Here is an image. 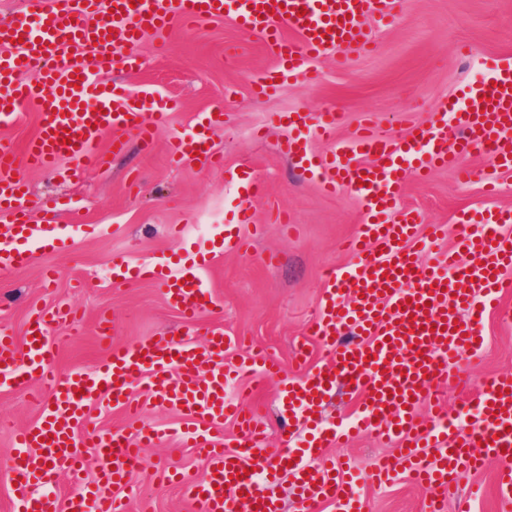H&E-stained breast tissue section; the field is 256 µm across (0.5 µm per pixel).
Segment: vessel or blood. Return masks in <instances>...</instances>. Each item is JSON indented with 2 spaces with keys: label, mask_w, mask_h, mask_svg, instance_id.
<instances>
[{
  "label": "vessel or blood",
  "mask_w": 512,
  "mask_h": 512,
  "mask_svg": "<svg viewBox=\"0 0 512 512\" xmlns=\"http://www.w3.org/2000/svg\"><path fill=\"white\" fill-rule=\"evenodd\" d=\"M403 0H25L28 21L0 27V43L11 47L0 56V122L27 103L40 109V130L23 153L0 143V205L12 217L0 227V269H17L28 260V242L62 244L67 225L48 212L43 223L26 220L31 200L19 168L59 171L63 161L79 169L101 167L106 156L99 144L105 134L133 135L151 141L177 107L144 88L130 95L124 84L101 79L102 71L133 70L129 47L144 34L165 35L174 20L202 22L233 14L239 26L257 35L275 58L256 80L259 93L279 82L316 81L309 67L316 56H334L339 65L370 54L377 28L394 21ZM297 34L288 41L286 30ZM36 74L33 83L19 73ZM442 116L419 128L413 137H398L378 125H363L338 142L331 159L314 160L304 143L306 134L331 138L337 112H292L295 132L282 146L303 176L322 180L332 193L354 195L362 206L359 230L345 244L352 260L327 275L313 339L330 355L325 366L285 376L279 362L264 350L241 351L235 366L224 361L230 342L223 328L209 330L205 344L172 336L114 346L102 366L90 372L58 375L50 366L56 346L47 334L55 324L76 325L78 312L61 304L34 312L24 344L0 330V387L21 388L33 380L46 383L49 398L39 422L21 430L16 453L5 475L17 492L20 512H127L118 494L141 459V450L155 439L154 429L101 430L91 410L107 400L139 413L142 404L162 403L193 428L175 433L177 447H192L203 457L207 478L182 483L195 512H282L274 494L260 486L250 471L290 466L297 489L298 512H318L329 504L339 512H362L356 494L358 474L349 462L323 457L322 448L343 438L328 430L319 413L336 386H344L355 418L356 433L394 446L376 460L370 474L378 484L407 476L426 489L423 512H442L449 490L460 474L479 469L484 458L507 462L497 482L503 502L512 501V372L492 378L475 402V421L468 432L441 422L443 406L423 419L417 404L434 401L446 383L461 381L460 351L479 353L481 325L494 297L512 286V209L486 210L442 260L423 266L418 228L429 224L416 210L399 208L405 173L425 178L436 167L462 156L484 154L499 169H512V60L495 64L490 79L467 86L461 102L442 104ZM222 117L197 113L189 134L169 145L176 163L199 162L211 167L222 159L211 148ZM237 221H254L252 201L257 184L238 181ZM430 238L444 229L429 224ZM205 251L186 253L160 270L130 269L112 264V275L160 281L171 308L192 326L201 311L214 304L205 276ZM264 379L281 377L282 402L312 438L307 447L292 449L283 438L282 452L268 451V436L247 395L228 398L232 371ZM148 374L144 402L131 400L129 387L137 375ZM234 418L240 437L235 450L224 448L217 433L225 418ZM439 454L427 459L428 446ZM93 447L113 457L101 468L96 483L82 474L81 450ZM68 474L74 489L67 497L53 490L56 477Z\"/></svg>",
  "instance_id": "vessel-or-blood-1"
}]
</instances>
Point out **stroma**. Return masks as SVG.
<instances>
[{
	"label": "stroma",
	"mask_w": 512,
	"mask_h": 512,
	"mask_svg": "<svg viewBox=\"0 0 512 512\" xmlns=\"http://www.w3.org/2000/svg\"><path fill=\"white\" fill-rule=\"evenodd\" d=\"M140 65L133 72L111 71L131 90L153 88L180 100L151 148L129 140L123 152L110 155L108 165L62 179L40 171H22L35 205L30 223H41L47 204H54L60 223L74 227L68 248H29L26 266L0 272V329L23 340L30 315L60 304L79 308L84 319L75 328L54 326L50 335L61 343L54 368L64 375L74 369L97 368L108 343L132 345L157 336L191 333L204 342L207 332L223 327L225 334L244 337L265 347L284 366L296 371L323 365L325 351L311 338L318 315L325 276L349 262L340 242L353 234L362 220L361 205L350 194L332 196L316 181L300 176L279 145L289 134L282 116L288 112L337 110L343 119L337 136L361 123L373 121L395 135L409 134L435 118L443 101L488 76L498 60L512 58V0H405L396 20L379 30L376 51L349 65L334 58L316 59L317 82L284 83L263 97L252 92L254 79L273 59L259 40L240 29L232 17L204 21L190 29L173 25L169 39L145 37L133 48ZM223 110L224 125L213 145L224 160L223 169L190 163L172 165L166 152L171 136L190 131L199 112ZM472 171L462 182L453 168H438L426 181L406 180L401 204L423 212L432 223L447 227L443 243L426 245L425 261L442 247L453 245L461 231L462 214L495 207H512V171L488 175V157L461 159ZM242 171L261 185L252 206L257 224H238L235 184L225 182V171ZM493 178L497 193L485 196L482 182ZM294 230L283 235L281 215ZM185 229L183 241L171 236L174 226ZM228 232L248 243L243 254L215 256L206 275L216 307L203 314L198 326L186 328L172 309L158 281H113L114 257L130 267L172 262L181 248H196ZM278 256L267 265L268 253ZM56 269L54 283L45 284L47 269ZM110 319L111 340L99 334V317ZM484 351L477 356L461 352V366L470 380L467 392L444 391L441 399L456 414L459 430L471 419L458 416L467 395L482 391L496 374L512 371V323L497 313L483 319ZM253 391L261 420L269 429V446L278 448L281 418L277 381H231L229 393ZM45 394L38 388L0 390V512H17L18 504L7 479L2 478L14 455V434L39 420ZM169 440L143 451L144 463L129 476L121 491L132 512L148 504L151 512H192L176 483L156 478V467L166 465L178 475L203 479L206 465L196 449L168 454ZM500 461L458 478L460 492L482 489L472 499L471 512H500L496 495ZM359 493L365 512H421L425 491L407 478L388 487L361 480Z\"/></svg>",
	"instance_id": "obj_1"
}]
</instances>
